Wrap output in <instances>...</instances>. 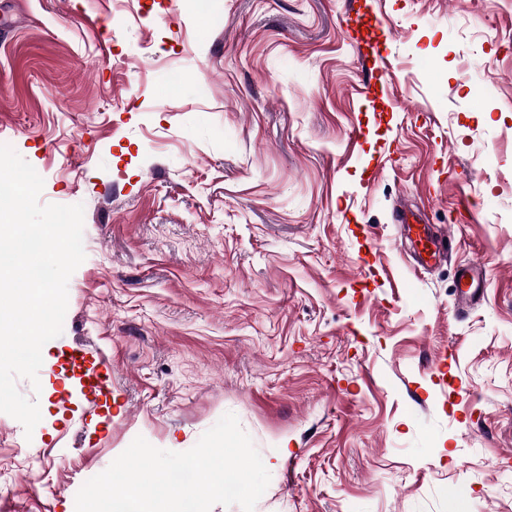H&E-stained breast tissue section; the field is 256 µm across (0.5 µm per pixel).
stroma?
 Returning <instances> with one entry per match:
<instances>
[{
  "mask_svg": "<svg viewBox=\"0 0 512 512\" xmlns=\"http://www.w3.org/2000/svg\"><path fill=\"white\" fill-rule=\"evenodd\" d=\"M0 144L85 243L16 380L42 419L0 413V512H75L136 437L184 452L229 412L254 512H512V0H0ZM466 278L471 282L467 283ZM486 278L478 264L461 266L456 271V294L458 295L457 310L464 311L484 295ZM112 388V363L105 357H99L98 369L90 382V395L88 399L95 404L99 396L107 395Z\"/></svg>",
  "mask_w": 512,
  "mask_h": 512,
  "instance_id": "stroma-1",
  "label": "stroma"
}]
</instances>
